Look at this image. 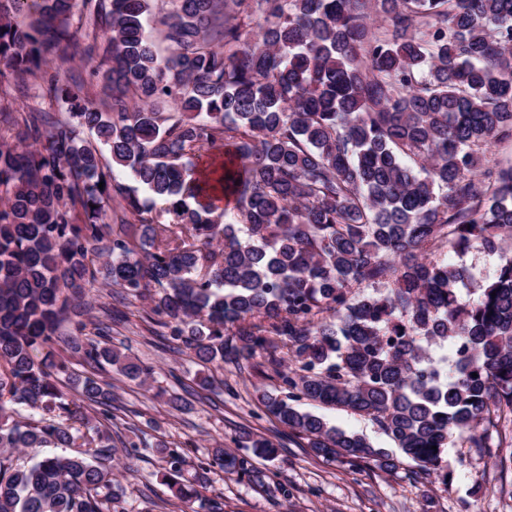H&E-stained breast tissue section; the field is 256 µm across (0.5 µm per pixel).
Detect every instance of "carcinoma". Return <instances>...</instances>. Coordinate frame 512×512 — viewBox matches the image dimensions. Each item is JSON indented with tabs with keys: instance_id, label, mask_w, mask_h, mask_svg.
Segmentation results:
<instances>
[{
	"instance_id": "carcinoma-1",
	"label": "carcinoma",
	"mask_w": 512,
	"mask_h": 512,
	"mask_svg": "<svg viewBox=\"0 0 512 512\" xmlns=\"http://www.w3.org/2000/svg\"><path fill=\"white\" fill-rule=\"evenodd\" d=\"M76 51L110 111L48 73ZM0 61V512H117L112 390L86 377L74 399L70 361L42 355L153 375L100 345L119 311L83 345L59 334L99 277L204 366L263 357L262 404L327 461L446 485L453 439L491 447L512 415V167L483 156L512 140V0H0ZM447 246L499 254L475 296ZM302 401L369 418L400 456ZM163 452L194 502L205 472ZM214 463L258 479L220 446Z\"/></svg>"
}]
</instances>
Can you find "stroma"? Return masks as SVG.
<instances>
[{"instance_id":"35a3bbf8","label":"stroma","mask_w":512,"mask_h":512,"mask_svg":"<svg viewBox=\"0 0 512 512\" xmlns=\"http://www.w3.org/2000/svg\"><path fill=\"white\" fill-rule=\"evenodd\" d=\"M85 299L97 306L119 305L126 315L114 325L112 344L134 361L151 366L146 381L129 379L107 367L98 371L73 365V372L110 384L123 410L113 421L110 464L123 489L124 512H180L181 503L161 482L165 462L160 445L181 446L190 467L205 466L209 482L195 512H512V469L501 468V449L477 454L454 441L445 454L447 483L416 475L411 464L388 474L367 466L357 472L324 461L269 415L259 390H274V380L253 368L227 363L215 371L214 389L199 391L188 405L173 408L172 394L195 386L201 367L181 342L149 333V299L123 296L121 289L95 283ZM331 425L364 435L374 447L391 441L367 417L343 408L315 407ZM270 439L274 459L256 458L244 446L246 434ZM247 460L257 480L224 473L212 461L215 446Z\"/></svg>"}]
</instances>
